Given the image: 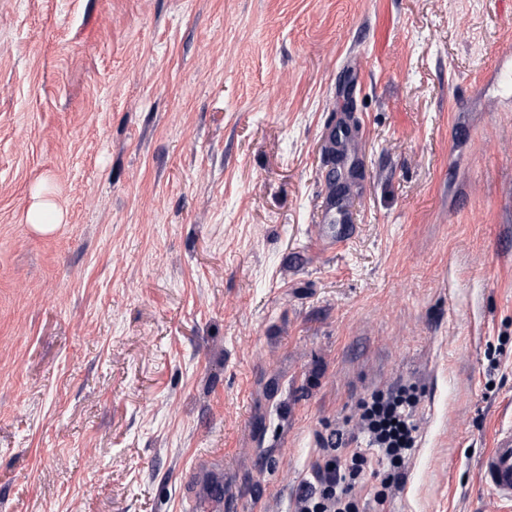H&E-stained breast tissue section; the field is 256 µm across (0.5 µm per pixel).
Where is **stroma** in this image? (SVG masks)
<instances>
[{
	"label": "stroma",
	"mask_w": 512,
	"mask_h": 512,
	"mask_svg": "<svg viewBox=\"0 0 512 512\" xmlns=\"http://www.w3.org/2000/svg\"><path fill=\"white\" fill-rule=\"evenodd\" d=\"M501 67L512 0H0V512H187L205 459L224 512H292L408 380L415 450L360 512H512L477 481L512 427ZM320 224H316L315 244L322 250L343 249L354 236L357 224H351L347 203L332 189L325 190L316 204Z\"/></svg>",
	"instance_id": "35a3bbf8"
}]
</instances>
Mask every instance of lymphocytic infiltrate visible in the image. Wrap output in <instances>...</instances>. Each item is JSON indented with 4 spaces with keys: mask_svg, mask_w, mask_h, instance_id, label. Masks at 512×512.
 Instances as JSON below:
<instances>
[{
    "mask_svg": "<svg viewBox=\"0 0 512 512\" xmlns=\"http://www.w3.org/2000/svg\"><path fill=\"white\" fill-rule=\"evenodd\" d=\"M419 403L418 390L412 384L379 390L364 400L358 429L375 449V457L358 451L344 456L332 448L322 449L311 479L295 499L294 512H359L353 488L366 468L375 463L387 469L382 490L374 494L378 503H385L388 488L399 482L415 448Z\"/></svg>",
    "mask_w": 512,
    "mask_h": 512,
    "instance_id": "lymphocytic-infiltrate-1",
    "label": "lymphocytic infiltrate"
}]
</instances>
